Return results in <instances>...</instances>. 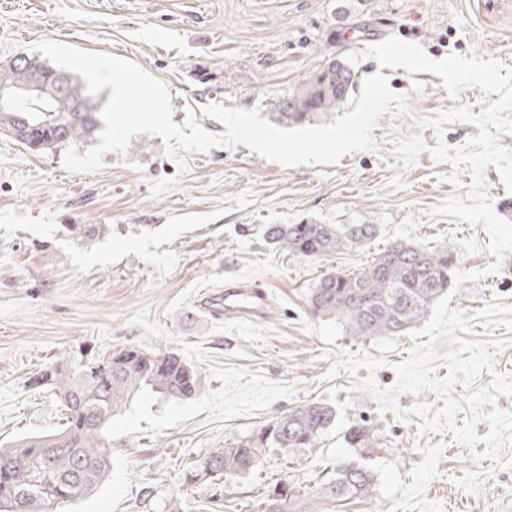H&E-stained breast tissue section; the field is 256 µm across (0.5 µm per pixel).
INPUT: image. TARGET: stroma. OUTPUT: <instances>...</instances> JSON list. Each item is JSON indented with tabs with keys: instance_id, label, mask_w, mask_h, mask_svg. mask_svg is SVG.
<instances>
[{
	"instance_id": "stroma-1",
	"label": "stroma",
	"mask_w": 512,
	"mask_h": 512,
	"mask_svg": "<svg viewBox=\"0 0 512 512\" xmlns=\"http://www.w3.org/2000/svg\"><path fill=\"white\" fill-rule=\"evenodd\" d=\"M341 0H0V63L35 55L44 40L140 65L171 95L172 120L188 109L212 133L225 127L201 106L258 108L277 100L330 59L395 36L427 55L497 57L512 66V0H356L339 18ZM357 80L375 73L405 99L407 113L382 115L372 135L380 152H351L336 163L285 167L246 146L184 152L187 170L155 135L134 136L127 156L104 155L95 173L63 165L67 144L30 151L0 134V443L46 434L63 424L54 390L29 380L58 357L85 363L133 344L171 351L202 370L200 394L171 401L142 391L112 421L110 472L91 496L63 512H167L181 499L207 512L258 501L281 479L307 496L336 463L355 457L345 441L359 424L375 429L369 449L373 500L335 512H512V469L484 459V444H461L451 431L420 433L394 410H380L352 379L331 366L326 350H365L387 358L381 385L395 381L409 336L356 339L341 324L313 316L309 288L332 269L360 271L387 244L411 240L451 245L458 275L449 306L475 312L494 298L512 305V273L495 261L483 228L455 218L427 220L424 208L451 196V177L470 183L468 168L435 162L437 140L464 146L477 129L447 125L443 137L418 130L420 119L464 102L480 113L479 88L452 99L440 77L354 64ZM422 132L426 150L412 167L394 168L390 130ZM177 178L175 190L151 197L150 181ZM375 224L367 248L303 259L263 239L268 224ZM99 224L80 241L70 225ZM259 281L271 318L237 324L203 314L202 291L226 278ZM323 401L336 422L316 447L283 454L263 449L258 467L216 489L184 473L212 450L255 434L288 409Z\"/></svg>"
}]
</instances>
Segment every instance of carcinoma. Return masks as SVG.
I'll return each mask as SVG.
<instances>
[{"mask_svg":"<svg viewBox=\"0 0 512 512\" xmlns=\"http://www.w3.org/2000/svg\"><path fill=\"white\" fill-rule=\"evenodd\" d=\"M52 68L34 58L0 65V84H23ZM349 65L332 61L301 81L277 101L271 113L284 126L311 123L342 108L354 88ZM67 96L81 112H43L42 102H22L17 111H0V133L41 150L95 135L101 124V102L69 76ZM376 224H269L266 240L302 258H320L359 250L378 234ZM454 251L445 244L426 248L408 240L389 243L361 271L324 273L309 290L313 315L340 323L348 335L367 339L404 335L431 305L448 293L457 277ZM200 369L173 353L126 347L78 368L64 359L40 371L31 385L50 387L65 412L57 431L0 446V512H57L59 505L92 493L110 469L108 434L112 419L144 387L164 397L187 400L204 387ZM336 422V410L312 401L295 406L260 428L256 435L217 448L186 470L187 481L232 479L250 473L264 448L286 452L313 448ZM352 448H376L379 437L365 424L345 434ZM375 475L356 461L336 464L305 499L278 481L256 508L247 512H329L328 504L370 500Z\"/></svg>","mask_w":512,"mask_h":512,"instance_id":"1","label":"carcinoma"}]
</instances>
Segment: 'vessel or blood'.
Here are the masks:
<instances>
[{"label": "vessel or blood", "instance_id": "vessel-or-blood-1", "mask_svg": "<svg viewBox=\"0 0 512 512\" xmlns=\"http://www.w3.org/2000/svg\"><path fill=\"white\" fill-rule=\"evenodd\" d=\"M199 306L213 317L247 323L269 318L273 308L265 287L243 278H230L222 291L201 295Z\"/></svg>", "mask_w": 512, "mask_h": 512}]
</instances>
